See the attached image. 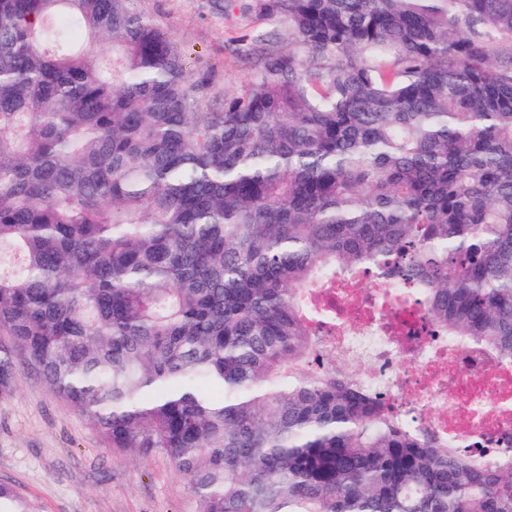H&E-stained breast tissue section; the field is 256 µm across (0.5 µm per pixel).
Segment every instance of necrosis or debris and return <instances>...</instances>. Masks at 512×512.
Listing matches in <instances>:
<instances>
[{"mask_svg": "<svg viewBox=\"0 0 512 512\" xmlns=\"http://www.w3.org/2000/svg\"><path fill=\"white\" fill-rule=\"evenodd\" d=\"M317 295L351 323L337 333L319 326V336L331 337L339 351L370 354L397 411L416 426L453 433L462 447L487 440L476 448L479 458L512 457V387L498 385L502 369L489 349L443 334L422 304L392 287L321 288ZM451 403L468 413L465 429L449 422Z\"/></svg>", "mask_w": 512, "mask_h": 512, "instance_id": "necrosis-or-debris-1", "label": "necrosis or debris"}]
</instances>
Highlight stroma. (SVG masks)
I'll return each instance as SVG.
<instances>
[{
    "instance_id": "obj_1",
    "label": "stroma",
    "mask_w": 512,
    "mask_h": 512,
    "mask_svg": "<svg viewBox=\"0 0 512 512\" xmlns=\"http://www.w3.org/2000/svg\"><path fill=\"white\" fill-rule=\"evenodd\" d=\"M182 55L209 101L240 93L250 81L241 40L285 36L278 16L218 8L216 0H134ZM18 385L0 401V484L12 487L29 512H195L192 493L167 456L133 457L113 450L80 414L49 392L15 356Z\"/></svg>"
}]
</instances>
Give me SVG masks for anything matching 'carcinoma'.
Segmentation results:
<instances>
[{
  "mask_svg": "<svg viewBox=\"0 0 512 512\" xmlns=\"http://www.w3.org/2000/svg\"><path fill=\"white\" fill-rule=\"evenodd\" d=\"M130 2L0 0V401L18 352L195 512H512L303 294L388 270L512 367V0H255L218 112Z\"/></svg>",
  "mask_w": 512,
  "mask_h": 512,
  "instance_id": "carcinoma-1",
  "label": "carcinoma"
}]
</instances>
